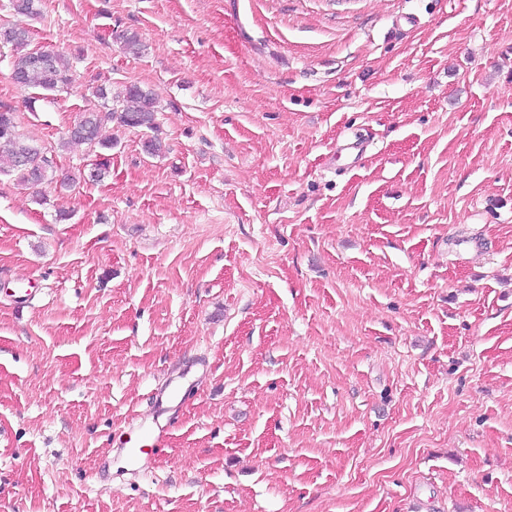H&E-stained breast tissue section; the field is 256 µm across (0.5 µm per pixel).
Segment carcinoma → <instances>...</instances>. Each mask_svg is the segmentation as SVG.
I'll use <instances>...</instances> for the list:
<instances>
[{"label":"carcinoma","mask_w":512,"mask_h":512,"mask_svg":"<svg viewBox=\"0 0 512 512\" xmlns=\"http://www.w3.org/2000/svg\"><path fill=\"white\" fill-rule=\"evenodd\" d=\"M14 15L32 18L39 14L36 0H9L7 5ZM7 43L16 52L11 76L23 89L54 92L71 82L72 64L63 54L51 50L41 52L29 48V30L19 21L8 25ZM96 94L112 106L103 111L81 113L69 130L68 141L98 146L109 150L112 139L102 136L107 124L115 122L121 127L157 128V105L153 93L137 84L124 88L118 95L105 87ZM54 161L44 148L24 138L17 131L13 112L0 114V174L16 177L19 181L38 186L53 180Z\"/></svg>","instance_id":"1"}]
</instances>
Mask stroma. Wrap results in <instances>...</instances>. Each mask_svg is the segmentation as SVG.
<instances>
[{
	"label": "stroma",
	"mask_w": 512,
	"mask_h": 512,
	"mask_svg": "<svg viewBox=\"0 0 512 512\" xmlns=\"http://www.w3.org/2000/svg\"><path fill=\"white\" fill-rule=\"evenodd\" d=\"M40 10L73 81L0 45V106L76 181L0 175V512H512V0ZM133 83L163 150L86 180ZM10 28L7 44L16 52L12 64L11 76L14 83L23 89H38L45 92H54L71 82L72 64L63 54L51 50L29 49V30L16 21L3 25ZM2 25H0V28ZM0 31V39L5 40L9 29ZM40 52L44 59L39 60L36 55ZM98 97L107 106L109 98L112 106L105 111L82 112L79 119L69 130L68 142H77L98 146L101 149H112V138H103L102 132L107 124L116 122L121 127L157 129V101L150 90L140 85L131 84L113 97L112 90L99 87L96 91Z\"/></svg>",
	"instance_id": "1"
}]
</instances>
